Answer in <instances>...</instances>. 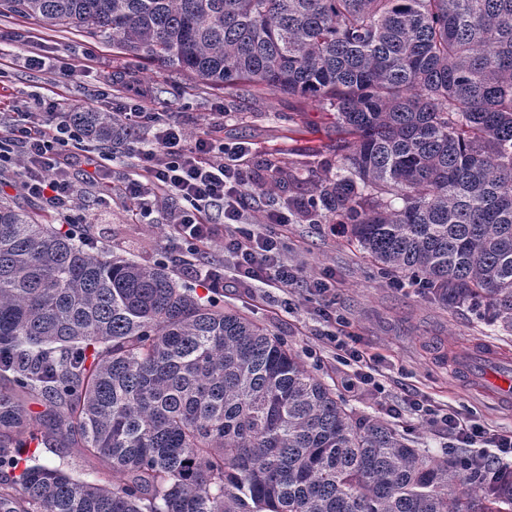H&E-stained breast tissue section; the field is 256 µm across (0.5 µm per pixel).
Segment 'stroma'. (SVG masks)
Returning a JSON list of instances; mask_svg holds the SVG:
<instances>
[{
	"mask_svg": "<svg viewBox=\"0 0 512 512\" xmlns=\"http://www.w3.org/2000/svg\"><path fill=\"white\" fill-rule=\"evenodd\" d=\"M43 50L50 66L38 72L16 65L0 78V119L17 109L35 111L34 95L56 92L64 111H110L98 98L102 82L113 81L118 98L141 93L158 112L179 113L187 130L207 131L212 112L223 111L225 141L247 143L245 169L264 174L286 167L297 180L281 184L273 194L246 209L255 231H266L265 213L289 206L296 215L288 227V259L300 270L288 291L265 286L242 288L225 279L224 306L246 312L282 338L304 365L365 416L396 426L412 446L432 455L458 447L461 453H491L488 435L512 432V406L503 407L467 382L456 380L453 365L461 343L467 342L512 357V332L489 325L469 306L446 307L424 289L380 272L349 236L332 235L333 213L303 211L317 184L336 171V134L330 113L307 98H291L266 87L219 88L183 74L160 69L145 60L113 49L111 39L78 28H62L16 14L0 15V53L13 57L25 50ZM96 60L88 77L61 84L57 70L81 65L84 50ZM86 234L96 246L154 262L165 255L168 228L161 221L143 223L117 200L95 206ZM330 278L334 289L325 298L308 293L310 280ZM345 318L344 330L356 346L372 356L375 383L351 387L356 367L340 357L324 333L334 330L330 311ZM423 403L461 414L484 430L475 445H456L416 411ZM40 463L59 466L73 477L102 485L119 483L110 469L89 470L76 451L39 447Z\"/></svg>",
	"mask_w": 512,
	"mask_h": 512,
	"instance_id": "stroma-1",
	"label": "stroma"
}]
</instances>
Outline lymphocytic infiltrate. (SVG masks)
Masks as SVG:
<instances>
[{
  "label": "lymphocytic infiltrate",
  "instance_id": "obj_1",
  "mask_svg": "<svg viewBox=\"0 0 512 512\" xmlns=\"http://www.w3.org/2000/svg\"><path fill=\"white\" fill-rule=\"evenodd\" d=\"M37 105L38 113H17L0 135V187L5 173L20 165L26 194L48 201L68 224L85 223L88 211L110 196L142 219L162 212L169 229L167 251L191 255V279L217 291L228 274L248 288L261 284L285 290L296 283L299 270L285 254L292 212L287 207L268 211L267 232L250 227L243 202L254 196L262 178L239 163L245 143L219 139L223 112L211 113L208 132L191 138L174 113L119 105L126 126L145 130L148 140L132 147L128 170L113 177L96 157L79 153L83 138L69 113L49 97L39 98ZM75 167L82 170L84 189L70 179ZM215 211L221 223L212 222ZM217 243L226 257L222 264L209 255Z\"/></svg>",
  "mask_w": 512,
  "mask_h": 512
}]
</instances>
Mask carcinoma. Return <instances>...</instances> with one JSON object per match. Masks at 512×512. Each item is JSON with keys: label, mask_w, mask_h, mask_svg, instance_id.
Here are the masks:
<instances>
[{"label": "carcinoma", "mask_w": 512, "mask_h": 512, "mask_svg": "<svg viewBox=\"0 0 512 512\" xmlns=\"http://www.w3.org/2000/svg\"><path fill=\"white\" fill-rule=\"evenodd\" d=\"M224 87L336 114L311 200L395 278L512 332V0H0ZM87 136L136 140L118 116ZM40 400L35 415L27 401ZM74 448L107 489L38 459ZM359 414L264 325L0 200V512H512V468L465 476Z\"/></svg>", "instance_id": "cac0c4a2"}]
</instances>
